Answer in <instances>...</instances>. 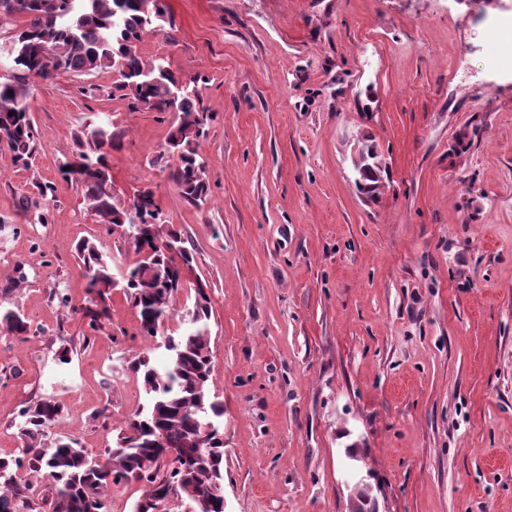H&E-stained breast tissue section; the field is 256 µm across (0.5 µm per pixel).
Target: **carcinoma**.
Masks as SVG:
<instances>
[{
  "instance_id": "obj_1",
  "label": "carcinoma",
  "mask_w": 512,
  "mask_h": 512,
  "mask_svg": "<svg viewBox=\"0 0 512 512\" xmlns=\"http://www.w3.org/2000/svg\"><path fill=\"white\" fill-rule=\"evenodd\" d=\"M0 15L25 18L12 46L19 75L0 82V144L17 160L30 158L35 139L29 81L116 68L122 81L115 90L133 107L175 114L167 138L168 152L177 157L170 179L188 202L205 201L207 162L199 138L208 114L195 89H178L180 80L165 59L146 61L138 51L143 35L165 33V0H0ZM121 138L108 125H88L77 152L63 163V174L82 185L106 231L128 229L140 259L121 274L120 284L112 273V257L95 242L81 241L77 251L86 300L74 312L89 329L105 328L112 321V289L119 286L138 312L141 334L155 338L182 287L183 270L192 267L193 254L180 235L163 233L152 189L139 190L129 205L114 199L107 156ZM211 309V298L197 285L188 311L190 327L166 337L165 363L157 367L145 358L133 361L148 404L130 419L104 460L89 456L70 438L44 447L43 432L58 420L62 407L50 399L26 407L19 431L24 448L16 456L0 457V512H106L109 489L130 482L143 484L134 512H151V502L160 494L180 507L192 496L197 512H224V408L212 394ZM0 329L24 337L31 332L25 317L12 309L0 310ZM158 436L168 448L155 447Z\"/></svg>"
}]
</instances>
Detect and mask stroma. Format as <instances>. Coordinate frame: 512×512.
Segmentation results:
<instances>
[{
	"label": "stroma",
	"instance_id": "35a3bbf8",
	"mask_svg": "<svg viewBox=\"0 0 512 512\" xmlns=\"http://www.w3.org/2000/svg\"><path fill=\"white\" fill-rule=\"evenodd\" d=\"M167 4L169 36L140 52L197 81L204 203L169 177L172 113L132 108L111 69L35 81L33 156L0 148V306L31 327L0 330V455L44 398L63 416L43 445L67 436L103 457L148 401L133 360L165 357L203 283L225 512H349L350 449L378 512H512V63L475 19L512 0ZM93 120L123 134L116 200L150 186L192 246L155 339L121 289L105 331L72 311L81 239L114 273L137 259L61 172ZM366 146L375 199L355 183Z\"/></svg>",
	"mask_w": 512,
	"mask_h": 512
}]
</instances>
